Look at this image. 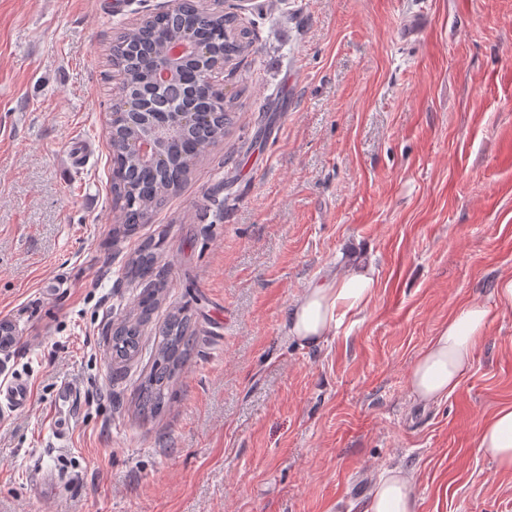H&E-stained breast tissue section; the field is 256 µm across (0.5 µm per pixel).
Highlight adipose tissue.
Here are the masks:
<instances>
[{
    "label": "adipose tissue",
    "instance_id": "ef3b65f1",
    "mask_svg": "<svg viewBox=\"0 0 512 512\" xmlns=\"http://www.w3.org/2000/svg\"><path fill=\"white\" fill-rule=\"evenodd\" d=\"M376 286L370 265L338 270L310 282L286 313L289 335L304 346L337 335L350 315L371 303ZM492 309L478 302L463 304L432 337L409 374V386L418 401L440 400L460 385L493 319ZM477 446L500 471L512 473V404L497 408L484 420ZM365 512H418L410 474L399 467L384 469Z\"/></svg>",
    "mask_w": 512,
    "mask_h": 512
}]
</instances>
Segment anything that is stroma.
<instances>
[{"mask_svg":"<svg viewBox=\"0 0 512 512\" xmlns=\"http://www.w3.org/2000/svg\"><path fill=\"white\" fill-rule=\"evenodd\" d=\"M173 4L0 0V368L32 387L0 417V512H363L396 465L419 512H512V475L477 447L512 404V310L447 398L408 383L455 309L512 273V0H250L251 50L212 76L240 97L234 125L120 233L112 44ZM146 241L166 288L119 367L105 338ZM353 259L375 268L372 303L299 344L291 303ZM178 309L196 343L153 418L137 388ZM64 385L79 403L59 405Z\"/></svg>","mask_w":512,"mask_h":512,"instance_id":"1","label":"stroma"}]
</instances>
